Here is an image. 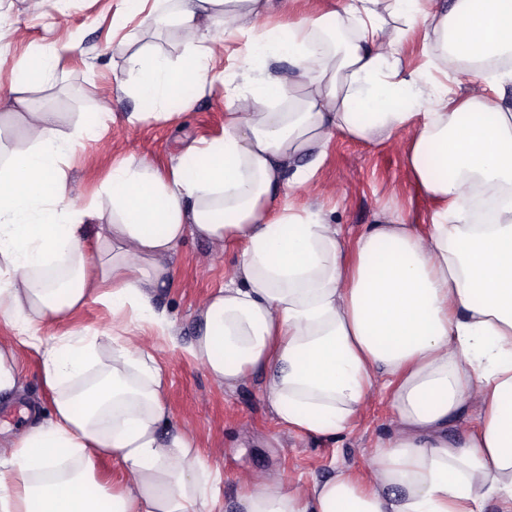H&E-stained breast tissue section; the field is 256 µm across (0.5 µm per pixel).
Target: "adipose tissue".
Returning <instances> with one entry per match:
<instances>
[{"mask_svg": "<svg viewBox=\"0 0 512 512\" xmlns=\"http://www.w3.org/2000/svg\"><path fill=\"white\" fill-rule=\"evenodd\" d=\"M133 3L142 26L182 33L185 53L131 52L116 92L160 119L218 83L237 108L222 137L187 145L167 171L127 157L79 203L66 158L104 126L91 115L64 134L53 105L25 92L81 44L19 61L5 99L26 144L0 136V323L40 350L53 396L48 417L0 441V512H213L222 473L172 425L144 351L145 327L174 335L156 289L189 234L241 246L189 347L216 383L264 375L280 422L305 433L346 430L379 386L398 417L368 474L251 485L236 512H478L487 498L512 512V67L480 66L512 56V0H336L262 30L255 20L288 0ZM416 27L434 56L471 62L465 96L407 68ZM240 37L238 71L215 68ZM281 58L292 75L266 71ZM404 130L413 184L439 204L426 232L390 220L350 241L288 203L311 176L296 160L334 133ZM91 300L130 326L43 340L42 324ZM467 413L475 426L449 432ZM102 453L124 486L98 479Z\"/></svg>", "mask_w": 512, "mask_h": 512, "instance_id": "adipose-tissue-1", "label": "adipose tissue"}]
</instances>
